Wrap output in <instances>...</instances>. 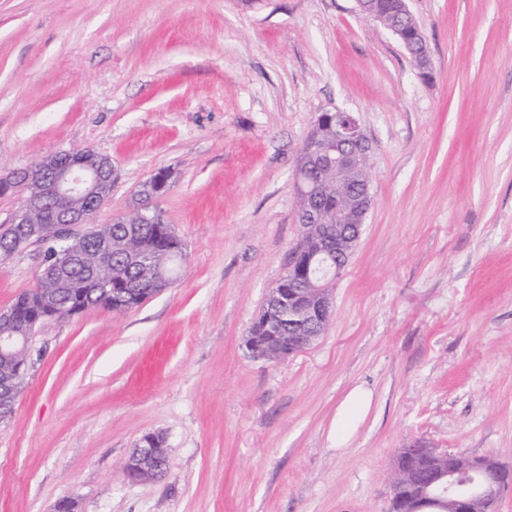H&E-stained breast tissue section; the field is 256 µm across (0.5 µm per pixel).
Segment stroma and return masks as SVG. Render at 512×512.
<instances>
[{
	"label": "stroma",
	"instance_id": "stroma-1",
	"mask_svg": "<svg viewBox=\"0 0 512 512\" xmlns=\"http://www.w3.org/2000/svg\"><path fill=\"white\" fill-rule=\"evenodd\" d=\"M423 78L355 0H0V175L108 155L111 223L144 181L185 245L140 307L44 321L0 421V512H389L399 448L512 470V0H409ZM358 113L373 202L307 353L246 347L302 236L319 113ZM44 247L0 263V308ZM372 394L344 446L336 413ZM163 434L164 479L132 483ZM167 448L160 433L148 432L141 436L128 455L123 473L131 482H145L159 478L167 467Z\"/></svg>",
	"mask_w": 512,
	"mask_h": 512
}]
</instances>
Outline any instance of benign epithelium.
I'll list each match as a JSON object with an SVG mask.
<instances>
[{
	"instance_id": "obj_1",
	"label": "benign epithelium",
	"mask_w": 512,
	"mask_h": 512,
	"mask_svg": "<svg viewBox=\"0 0 512 512\" xmlns=\"http://www.w3.org/2000/svg\"><path fill=\"white\" fill-rule=\"evenodd\" d=\"M358 12L389 29L405 49L418 57L420 73L426 74L429 59L426 42L418 38L419 29L408 8V0H397L399 13L410 19V25H392L373 7L370 0H355ZM318 121L334 127V138L316 150L297 167L293 190L301 199L299 223L302 227L317 220L314 201L334 193L333 183L323 177V171L332 167L350 172L355 163L362 164L363 174L349 184L348 206L336 215V223L323 224L311 250L295 249L288 261V277L280 278L263 307L266 326L277 334L278 350L266 342L250 344L251 351L268 359H277L304 352L324 333L332 311L331 289L328 284L346 266L361 234L372 205L368 165L369 142L355 113L337 109L318 115ZM69 157L64 161L63 157ZM55 154L41 159L28 168L30 183L24 202L11 218L13 224H40L42 210L48 200L65 202L57 213L54 228L42 244L53 251L42 262L47 272H60L85 256L75 254L64 243L88 233L86 213L101 210L109 199L112 185V163L109 156L94 151H79L67 155ZM93 288L109 292L118 306L136 296L137 289L112 287V248L102 244L90 257ZM288 319L292 333L281 336V322ZM17 339L14 314L10 308L0 309V351L10 349ZM415 449H424L431 457L430 480L421 488L422 496L448 503L450 512H488L496 505L504 489L512 482L492 457L471 458L453 451H438L421 442ZM408 449L402 448L396 456L394 475L390 484L391 502L395 512H421L418 498L406 494L411 487L410 470L405 465ZM167 467V448L164 437L155 432L141 436L128 455L123 473L131 482H145L159 478Z\"/></svg>"
}]
</instances>
